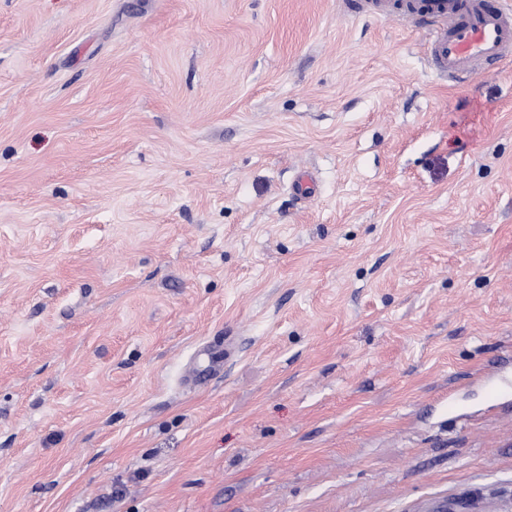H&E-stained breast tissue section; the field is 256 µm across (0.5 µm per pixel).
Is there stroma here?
Instances as JSON below:
<instances>
[{
	"label": "stroma",
	"instance_id": "stroma-1",
	"mask_svg": "<svg viewBox=\"0 0 512 512\" xmlns=\"http://www.w3.org/2000/svg\"><path fill=\"white\" fill-rule=\"evenodd\" d=\"M393 3L0 0V512H512V60Z\"/></svg>",
	"mask_w": 512,
	"mask_h": 512
}]
</instances>
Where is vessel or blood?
<instances>
[{
  "mask_svg": "<svg viewBox=\"0 0 512 512\" xmlns=\"http://www.w3.org/2000/svg\"><path fill=\"white\" fill-rule=\"evenodd\" d=\"M421 25L426 61L440 79L462 84L482 65L512 58V11L486 0H431Z\"/></svg>",
  "mask_w": 512,
  "mask_h": 512,
  "instance_id": "1",
  "label": "vessel or blood"
}]
</instances>
